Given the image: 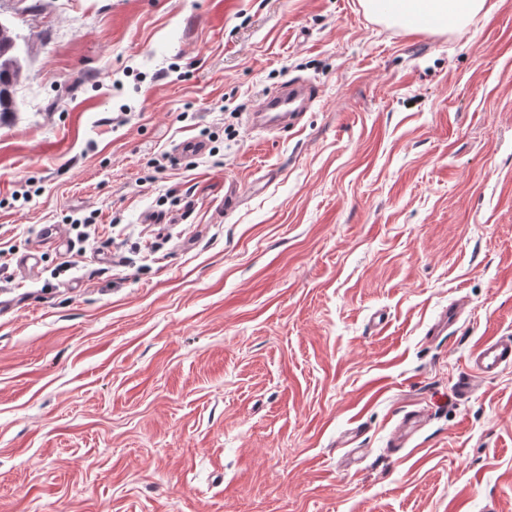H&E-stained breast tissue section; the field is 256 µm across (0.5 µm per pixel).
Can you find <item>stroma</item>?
Listing matches in <instances>:
<instances>
[{
	"mask_svg": "<svg viewBox=\"0 0 512 512\" xmlns=\"http://www.w3.org/2000/svg\"><path fill=\"white\" fill-rule=\"evenodd\" d=\"M39 1L0 0V512H512V365L457 391L512 336V0ZM486 0H362L365 11L389 26L406 30L460 32ZM27 53L25 39L11 23L0 18V121L14 111L11 90L18 80L21 62ZM317 95L312 85L285 82L273 92L261 95L251 110L248 120L251 126L269 130H283L293 123L296 111ZM509 364H512V336H493L469 354L459 384L468 389L472 382L492 376Z\"/></svg>",
	"mask_w": 512,
	"mask_h": 512,
	"instance_id": "35a3bbf8",
	"label": "stroma"
}]
</instances>
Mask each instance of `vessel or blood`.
Returning a JSON list of instances; mask_svg holds the SVG:
<instances>
[{
    "label": "vessel or blood",
    "mask_w": 512,
    "mask_h": 512,
    "mask_svg": "<svg viewBox=\"0 0 512 512\" xmlns=\"http://www.w3.org/2000/svg\"><path fill=\"white\" fill-rule=\"evenodd\" d=\"M316 95L314 86L285 82L277 90L261 95L248 116L249 123L256 128L285 129L292 124L296 111ZM509 364H512V336L492 337L469 354L459 384L461 388H469L472 382L492 376Z\"/></svg>",
    "instance_id": "b4317fda"
}]
</instances>
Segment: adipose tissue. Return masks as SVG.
<instances>
[{
    "label": "adipose tissue",
    "mask_w": 512,
    "mask_h": 512,
    "mask_svg": "<svg viewBox=\"0 0 512 512\" xmlns=\"http://www.w3.org/2000/svg\"><path fill=\"white\" fill-rule=\"evenodd\" d=\"M486 0H362L380 22L411 31L459 32L485 7Z\"/></svg>",
    "instance_id": "ef3b65f1"
}]
</instances>
